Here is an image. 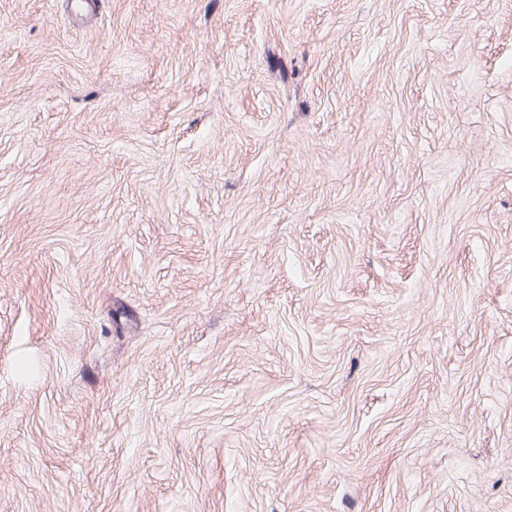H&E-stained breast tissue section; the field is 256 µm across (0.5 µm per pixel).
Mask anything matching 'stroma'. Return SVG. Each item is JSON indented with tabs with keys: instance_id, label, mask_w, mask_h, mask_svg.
I'll list each match as a JSON object with an SVG mask.
<instances>
[{
	"instance_id": "1",
	"label": "stroma",
	"mask_w": 512,
	"mask_h": 512,
	"mask_svg": "<svg viewBox=\"0 0 512 512\" xmlns=\"http://www.w3.org/2000/svg\"><path fill=\"white\" fill-rule=\"evenodd\" d=\"M0 512H512V0H0Z\"/></svg>"
}]
</instances>
